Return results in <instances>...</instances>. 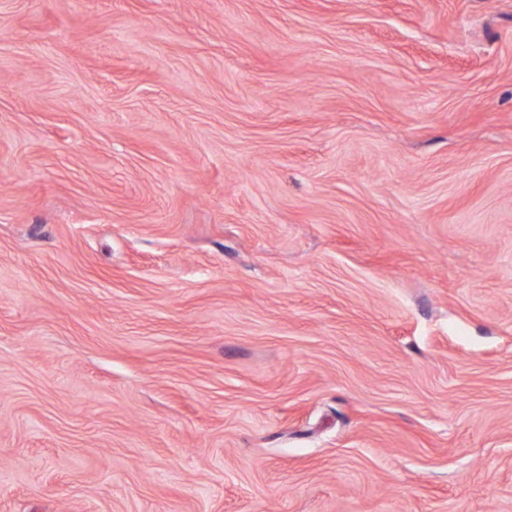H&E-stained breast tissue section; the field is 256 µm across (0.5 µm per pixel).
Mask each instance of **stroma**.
Here are the masks:
<instances>
[{
    "mask_svg": "<svg viewBox=\"0 0 512 512\" xmlns=\"http://www.w3.org/2000/svg\"><path fill=\"white\" fill-rule=\"evenodd\" d=\"M0 512H512V0H0Z\"/></svg>",
    "mask_w": 512,
    "mask_h": 512,
    "instance_id": "35a3bbf8",
    "label": "stroma"
}]
</instances>
